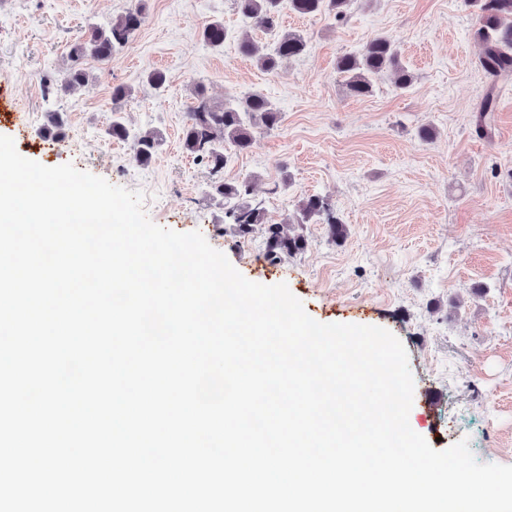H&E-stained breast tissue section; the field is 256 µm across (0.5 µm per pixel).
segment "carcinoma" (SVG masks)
<instances>
[{"instance_id":"carcinoma-1","label":"carcinoma","mask_w":512,"mask_h":512,"mask_svg":"<svg viewBox=\"0 0 512 512\" xmlns=\"http://www.w3.org/2000/svg\"><path fill=\"white\" fill-rule=\"evenodd\" d=\"M353 0H288V7L300 15H329L338 21L347 19ZM477 8L476 35L484 43L480 68L492 79L487 88L475 123L479 131L491 130L493 112L497 105L496 82L512 76V0H466ZM241 18L264 31L272 38L267 52L258 56L260 67L269 73L277 70L285 59L299 57L308 49L307 38L299 32L280 31V15L283 0H234ZM143 21V12L128 11L106 28H97L90 38L74 44L70 57L74 62L62 78L64 86L73 90L88 80L83 60L91 58L105 61L116 49L124 46L138 30ZM227 38L224 23L213 21L203 32V41L211 47H221ZM336 69L344 77L348 93L352 97H364L373 92L374 82L391 75L394 85L400 90L408 89L414 75L401 59L398 46L385 35L370 38L357 52H346L338 56ZM131 95L124 85L112 88V123L108 135L129 143L134 160L147 165L162 146L163 137L158 131L144 133L133 131L121 115L120 104ZM281 111L277 102L260 90H250L222 102H213L205 95L203 86H198L196 102L188 112V122L183 129V150L209 169L212 179L208 185L209 195L223 201L225 215L235 226V233L245 238L256 227L265 230V258L277 263L284 257L304 251L308 239L301 233H289L285 225L326 224L329 237L336 243L347 236L346 224L336 217L334 207L324 197L311 194L302 199L285 223L266 220L264 210L251 199L253 179L227 182L221 172L228 162V150L238 153L252 147V130L264 127L269 131L279 127Z\"/></svg>"}]
</instances>
